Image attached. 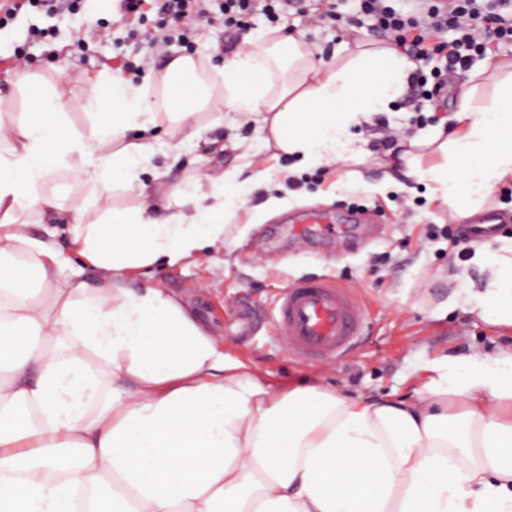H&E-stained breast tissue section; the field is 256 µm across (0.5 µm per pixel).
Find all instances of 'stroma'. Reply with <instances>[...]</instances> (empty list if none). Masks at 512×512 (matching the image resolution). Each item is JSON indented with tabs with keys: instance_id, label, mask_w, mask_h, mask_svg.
<instances>
[{
	"instance_id": "stroma-1",
	"label": "stroma",
	"mask_w": 512,
	"mask_h": 512,
	"mask_svg": "<svg viewBox=\"0 0 512 512\" xmlns=\"http://www.w3.org/2000/svg\"><path fill=\"white\" fill-rule=\"evenodd\" d=\"M356 11L354 0H341L335 18L319 20L317 10L280 17L286 31L302 36L326 63H335L340 42L377 47L382 37L366 30L350 32ZM182 27H198L191 47L175 43L167 54H191L206 70L223 67L236 44L226 43L216 29L186 18ZM34 29L53 34L52 44L30 38ZM26 47L28 71L48 84L62 85L69 96H82L89 79L102 71L122 73L123 61L141 62L151 56L144 36H130L118 9L110 0H82L77 14L24 10L0 28V118L10 120L27 111L28 103L14 84L22 77L9 55L13 45ZM511 63L512 50L492 49L474 57L468 71L449 74L446 89L423 100V123H415L405 102H397L392 117H376L365 126L367 140L382 137L389 124L410 132L428 130L456 110V92L472 72L488 62ZM247 136L256 142L255 157L269 167L271 177L293 166L294 158L274 156L260 146L254 127L222 124L203 130L181 150H173L166 135H159L151 166L140 175L153 184L158 169H170L172 178L196 171L209 156L214 139L230 141ZM303 183H286L296 203L254 223L257 206L268 196L258 190L241 208L224 245L207 248L183 264L154 266L131 273L132 287L152 286L177 296L205 326L224 340L233 358L269 371L282 382L320 377L349 397L404 394L429 360L461 356L480 348L493 353L512 344V332L488 326L461 309L435 319L431 309L447 300L450 287H466L476 270L460 260L462 249L472 247L474 227L455 223L446 207L431 197L427 186L404 190L394 183L379 187L383 171L376 161L359 166L350 178H337L325 169H305ZM319 209L333 219L330 230L316 232L300 242L286 219L298 212ZM483 220L490 227L484 241L512 238V185L498 187L489 197ZM305 278H329L348 288L364 313L362 336L344 357L330 364L310 363L291 355L273 323L249 336L231 335L238 308L245 303L273 311L283 288Z\"/></svg>"
}]
</instances>
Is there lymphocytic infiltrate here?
Segmentation results:
<instances>
[{
	"label": "lymphocytic infiltrate",
	"instance_id": "lymphocytic-infiltrate-1",
	"mask_svg": "<svg viewBox=\"0 0 512 512\" xmlns=\"http://www.w3.org/2000/svg\"><path fill=\"white\" fill-rule=\"evenodd\" d=\"M124 17H136L149 26L150 42L158 47L178 40L189 43L178 20L194 16L210 25H222L225 34L242 28L247 18L263 13L279 18L294 7L295 0H121ZM416 12L405 14L387 0H359L360 13L373 28L405 45L411 58L428 62L443 57L446 69L468 66L472 56L486 54L491 39L512 42V0H418ZM157 8L156 21H149L146 5ZM451 40H442L446 31Z\"/></svg>",
	"mask_w": 512,
	"mask_h": 512
}]
</instances>
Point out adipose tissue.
Returning a JSON list of instances; mask_svg holds the SVG:
<instances>
[{
	"label": "adipose tissue",
	"mask_w": 512,
	"mask_h": 512,
	"mask_svg": "<svg viewBox=\"0 0 512 512\" xmlns=\"http://www.w3.org/2000/svg\"><path fill=\"white\" fill-rule=\"evenodd\" d=\"M338 50L345 61L326 64L278 27L247 36L222 69L173 55L142 84L110 75L76 99L27 76L31 111L0 119V512H512V347L433 359L407 398L352 399L231 358L176 297L125 283L224 244L269 177L162 172L147 186L155 129L178 147L202 114L217 126L230 113L301 165L366 162L358 127L391 112L415 65L394 42ZM475 94L462 85L453 125L405 136L384 163L432 183L459 222L512 183V74L488 102ZM418 146L439 162L424 165ZM62 170L94 199L135 202L67 208L44 189ZM58 221L81 261L67 275L31 231ZM470 262L477 282L444 309L512 328V238Z\"/></svg>",
	"instance_id": "adipose-tissue-1"
}]
</instances>
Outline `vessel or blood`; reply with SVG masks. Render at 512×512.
Listing matches in <instances>:
<instances>
[{"instance_id":"vessel-or-blood-1","label":"vessel or blood","mask_w":512,"mask_h":512,"mask_svg":"<svg viewBox=\"0 0 512 512\" xmlns=\"http://www.w3.org/2000/svg\"><path fill=\"white\" fill-rule=\"evenodd\" d=\"M273 320L289 351L323 362L348 352L363 328L355 296L323 278L302 279L285 288Z\"/></svg>"}]
</instances>
